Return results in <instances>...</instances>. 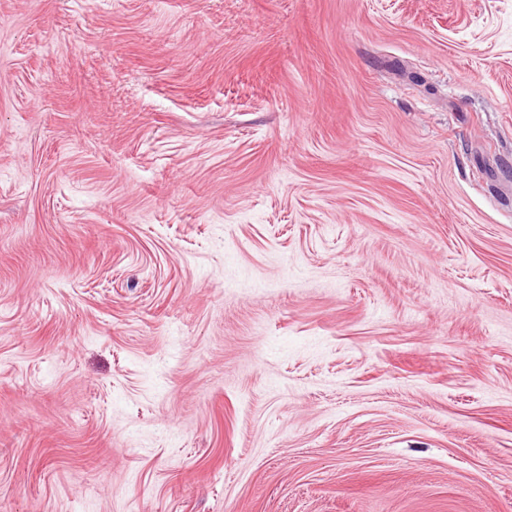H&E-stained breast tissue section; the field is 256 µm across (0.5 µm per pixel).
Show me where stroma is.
Instances as JSON below:
<instances>
[{"mask_svg": "<svg viewBox=\"0 0 512 512\" xmlns=\"http://www.w3.org/2000/svg\"><path fill=\"white\" fill-rule=\"evenodd\" d=\"M0 512H512V0H0Z\"/></svg>", "mask_w": 512, "mask_h": 512, "instance_id": "1", "label": "stroma"}]
</instances>
